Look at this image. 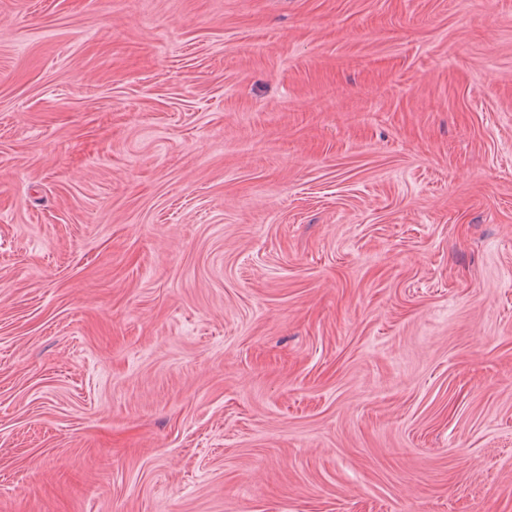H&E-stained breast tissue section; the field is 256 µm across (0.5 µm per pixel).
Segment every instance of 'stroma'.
Instances as JSON below:
<instances>
[{"label": "stroma", "mask_w": 512, "mask_h": 512, "mask_svg": "<svg viewBox=\"0 0 512 512\" xmlns=\"http://www.w3.org/2000/svg\"><path fill=\"white\" fill-rule=\"evenodd\" d=\"M0 512H512V0H0Z\"/></svg>", "instance_id": "1"}]
</instances>
